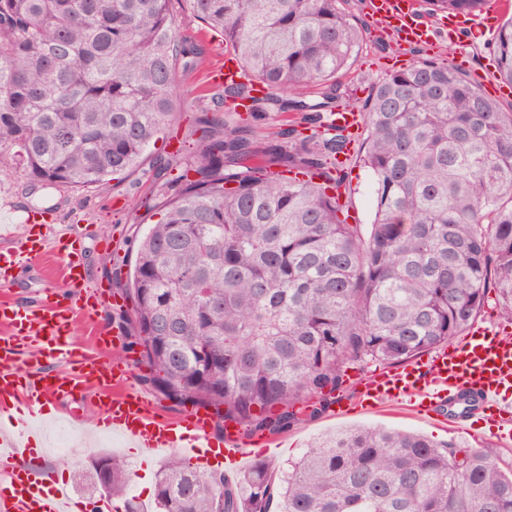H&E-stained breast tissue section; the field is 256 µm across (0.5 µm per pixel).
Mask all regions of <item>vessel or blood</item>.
I'll return each instance as SVG.
<instances>
[{"label":"vessel or blood","instance_id":"b4317fda","mask_svg":"<svg viewBox=\"0 0 512 512\" xmlns=\"http://www.w3.org/2000/svg\"><path fill=\"white\" fill-rule=\"evenodd\" d=\"M369 7L373 15L389 19L404 47L434 44L435 30L419 0H370ZM208 77L235 86L244 82L245 68L228 52ZM331 122L354 136L363 115L346 108L334 112ZM52 233L47 227L0 249V288L11 286L14 270L41 263ZM56 254L68 288L65 295L51 292L34 304L0 303V327L7 330L0 336V512H74L66 485L49 479L40 466L16 462L20 452L34 457L47 446L43 402L48 398L72 399L99 391L102 422L130 446L152 452L175 448L200 467L226 465L231 475L243 469L252 455L251 444L234 424H227L223 439L216 441L205 415L191 412L173 422L153 414L140 395L110 394V387L129 379L127 365L105 362L71 343L77 314L95 315L104 294L84 282L77 239L67 238ZM51 361L67 363L69 373L48 369ZM360 384V398L371 407L394 398L426 410L460 393H477L490 408L496 436L512 438V338L489 329L473 327L455 346L361 379Z\"/></svg>","mask_w":512,"mask_h":512}]
</instances>
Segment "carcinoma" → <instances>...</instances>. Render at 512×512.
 I'll use <instances>...</instances> for the list:
<instances>
[{
    "label": "carcinoma",
    "instance_id": "obj_1",
    "mask_svg": "<svg viewBox=\"0 0 512 512\" xmlns=\"http://www.w3.org/2000/svg\"><path fill=\"white\" fill-rule=\"evenodd\" d=\"M271 94L252 113L301 111L311 134L258 152L237 113L204 115L205 143L137 241L128 294L148 381L214 409L243 434L279 433L349 389L347 368L392 367L463 335L495 292L512 321V111L449 62L419 56L362 106L355 158L373 179L374 219L348 223L327 113L352 104L336 74L361 33L338 0H187ZM490 0H425L476 15ZM170 0H0V164L32 183L96 189L143 163L174 117L176 64H194ZM487 50L512 85V19ZM320 100H305L309 89ZM497 450L408 431L329 436L281 470L259 461L235 485L173 455L154 512H512ZM77 484L123 501L119 455Z\"/></svg>",
    "mask_w": 512,
    "mask_h": 512
}]
</instances>
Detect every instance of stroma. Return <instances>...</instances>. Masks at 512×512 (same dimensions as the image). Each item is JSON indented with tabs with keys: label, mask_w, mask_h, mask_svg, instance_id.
<instances>
[{
	"label": "stroma",
	"mask_w": 512,
	"mask_h": 512,
	"mask_svg": "<svg viewBox=\"0 0 512 512\" xmlns=\"http://www.w3.org/2000/svg\"><path fill=\"white\" fill-rule=\"evenodd\" d=\"M170 9L178 20L180 36L195 43L202 54L196 67H181L176 71L174 138H159L146 152L147 165L162 160L167 164L166 169L152 178L137 170L98 189L72 191L31 188L24 172L10 165L0 171V203L12 202L20 211L29 213L35 223L51 224L60 233L80 236L88 282L92 285L108 283L111 298L93 319L78 318L74 330L76 346L88 344L91 336L97 333L119 337V344L107 349L106 359L130 363L132 376L127 383L128 389L148 399L155 413L174 421L184 415L187 408L162 398L146 380L149 367L139 348L131 344L133 303L126 296L125 280L144 225L151 223L153 214L167 200L171 184L194 158L202 134L199 122L202 110L216 109L222 101V87L210 84L207 73L223 57L226 47L220 34L194 17L185 0H172ZM459 27L455 39L440 38L434 46L421 49V56L461 62V71L467 79L479 82L486 89L496 85V63L484 40L468 35V22H460ZM392 54V47H380L373 40H366L350 67L339 73L336 80L356 104H364L373 85L392 67ZM299 121V115L294 112H263L248 119V134L257 148L281 145L285 142L284 130ZM55 260V255L50 254L38 267L15 271L12 287L0 288V300L30 304L39 301L47 291L64 292V283L54 274ZM358 392V387L354 386L341 397L342 403L351 407L348 415H337L331 407L319 416L271 436L269 446L260 454L261 459L281 464L300 457L309 445L324 436L360 427L409 430L438 444L451 441L470 449L483 447L494 440L481 418L480 409L466 412L457 405L450 410L442 409L435 419L413 415L404 403L398 401L363 410L356 406ZM98 402L99 397L95 394L86 395L74 403L54 402L56 412L70 409L79 412L84 420L88 445L64 459L45 453L41 465L50 479L69 483L72 497L82 502L88 500L90 494L72 486L74 466L103 453L122 455L133 472L130 497L140 503L149 502L155 476L166 459L165 453L128 447L121 437L98 427Z\"/></svg>",
	"instance_id": "35a3bbf8"
}]
</instances>
